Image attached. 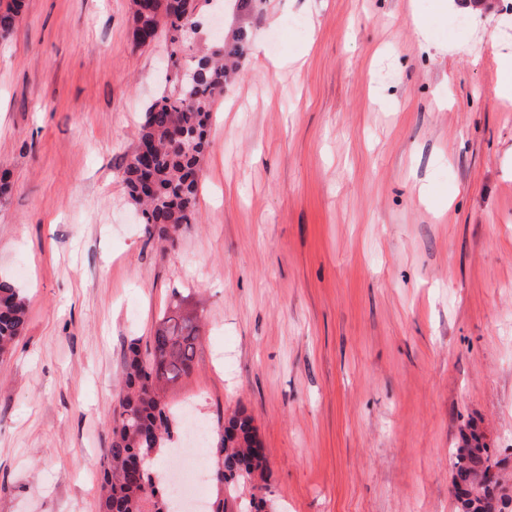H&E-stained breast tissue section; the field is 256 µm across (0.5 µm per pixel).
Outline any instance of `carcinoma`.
<instances>
[{
    "instance_id": "1",
    "label": "carcinoma",
    "mask_w": 512,
    "mask_h": 512,
    "mask_svg": "<svg viewBox=\"0 0 512 512\" xmlns=\"http://www.w3.org/2000/svg\"><path fill=\"white\" fill-rule=\"evenodd\" d=\"M172 13L168 0H132L135 42L145 32L169 37L172 89L155 100L145 112L136 145H149L152 166L144 170L130 155L123 177L131 201L143 209L144 223L157 228L161 242L175 239L181 225L195 219L199 192L201 154L208 146L213 105L224 95L229 78L225 59L245 50L246 33L239 31L231 43L191 49L196 34L192 18L208 0H179ZM22 0H0V37L14 32ZM201 70V79L187 81L185 70ZM174 130L188 133L180 144L168 143ZM27 309L19 289L0 280V358L27 330ZM202 333L196 315L174 307L164 316L146 349L129 345L119 409L114 414L106 467L101 483L100 512H170L171 495L154 484L150 466L171 438L173 412L165 389L191 374ZM251 415L238 410L220 423L215 447L212 480L217 494L208 512H263L266 502L246 497L240 488L264 480L266 457ZM467 452L456 449V498L472 494L474 472H489L498 461H489L487 445L473 435L464 439Z\"/></svg>"
}]
</instances>
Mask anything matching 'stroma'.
<instances>
[{
	"instance_id": "1",
	"label": "stroma",
	"mask_w": 512,
	"mask_h": 512,
	"mask_svg": "<svg viewBox=\"0 0 512 512\" xmlns=\"http://www.w3.org/2000/svg\"><path fill=\"white\" fill-rule=\"evenodd\" d=\"M198 22L261 50L164 250L123 182L164 38L136 45L130 0H24L0 38V279L28 311L0 360V512H98L124 354L176 305L205 333L160 461L203 501L187 425L210 443L243 410L270 512H459L464 434L512 448V0H211Z\"/></svg>"
}]
</instances>
